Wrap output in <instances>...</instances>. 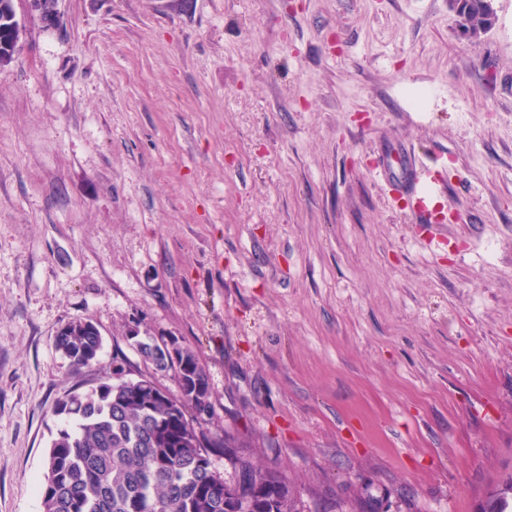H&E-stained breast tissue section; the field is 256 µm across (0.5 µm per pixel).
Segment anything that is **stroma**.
<instances>
[{"instance_id":"obj_1","label":"stroma","mask_w":512,"mask_h":512,"mask_svg":"<svg viewBox=\"0 0 512 512\" xmlns=\"http://www.w3.org/2000/svg\"><path fill=\"white\" fill-rule=\"evenodd\" d=\"M0 71V512L112 374L213 415L306 512H480L512 469V0H60ZM428 166L419 224L379 171ZM91 319L97 365L54 348ZM490 0H448L449 9L459 17L460 28L470 37L486 33L496 23L497 16Z\"/></svg>"}]
</instances>
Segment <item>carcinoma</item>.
<instances>
[{
    "label": "carcinoma",
    "mask_w": 512,
    "mask_h": 512,
    "mask_svg": "<svg viewBox=\"0 0 512 512\" xmlns=\"http://www.w3.org/2000/svg\"><path fill=\"white\" fill-rule=\"evenodd\" d=\"M470 37L489 31L497 16L490 0H448ZM14 0H0V70L22 37ZM71 366L99 361L102 338L88 318L68 323L55 337ZM177 392L148 378L102 381L58 402L74 420L51 441L42 512H301V501L279 470L259 466L230 435L208 437L195 425L211 415V391L198 355L177 346ZM219 448L231 467L225 478L211 469L209 449ZM498 512L512 505V473L488 488Z\"/></svg>",
    "instance_id": "carcinoma-1"
}]
</instances>
